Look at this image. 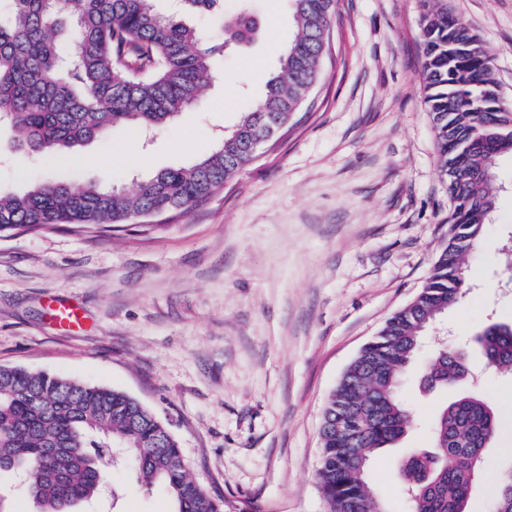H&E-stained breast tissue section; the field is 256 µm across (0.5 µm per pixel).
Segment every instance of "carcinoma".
<instances>
[{"label": "carcinoma", "instance_id": "obj_1", "mask_svg": "<svg viewBox=\"0 0 512 512\" xmlns=\"http://www.w3.org/2000/svg\"><path fill=\"white\" fill-rule=\"evenodd\" d=\"M156 0H0V116L16 147L48 160L72 157L84 142L118 126L154 129L200 103L222 64L224 43L248 46L260 25L248 7L224 16L220 0H183L211 15L219 33L162 13ZM294 36L264 92L213 149L187 167L142 178L131 191L93 182H39L0 191V234L128 224L151 210L187 212L252 160L267 137L264 117L289 124L308 99L335 0H289ZM424 102L432 116L441 177L451 210L448 243L417 297L393 314L349 364L323 412L317 480L329 512H386L368 480L372 458L408 431L400 396L426 330L466 293L467 260L491 223L500 187L496 168L512 156V107L483 94L492 53L470 43L471 29L448 0H420ZM483 147L468 148L474 138ZM488 364L512 373V323L475 336ZM467 349L440 348L419 387L432 391L468 378ZM503 426L492 401L466 392L437 416L430 450L400 466L409 512H471L486 448ZM138 480L166 489L173 512H225L188 471L167 426L131 395L112 388L0 366V473L18 475L35 512H72L112 486L118 461ZM494 512H512V464L498 474Z\"/></svg>", "mask_w": 512, "mask_h": 512}]
</instances>
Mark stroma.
I'll return each mask as SVG.
<instances>
[{
    "label": "stroma",
    "instance_id": "stroma-1",
    "mask_svg": "<svg viewBox=\"0 0 512 512\" xmlns=\"http://www.w3.org/2000/svg\"><path fill=\"white\" fill-rule=\"evenodd\" d=\"M491 50L512 105V0H448ZM265 28L226 47L224 77L171 124L130 129L79 148L77 163L14 151L0 130V189L95 181L133 188L197 159L261 94L293 36L287 0H251ZM419 0H337L309 107L257 158L184 214L105 230L66 226L0 236V365L122 390L178 440L192 477L226 512H326L315 473L329 393L395 311L423 288L448 241L451 203L439 172L421 80ZM492 224L469 261L473 287L448 310V337L471 341L487 320L512 322V282L499 250L512 235V158ZM78 304L83 326L56 325L48 297ZM467 364L503 427L488 450L472 512H489L498 467L512 455V375ZM401 394L413 427L381 449L370 481L388 512H406L398 465L432 447L453 391ZM101 512H171L162 485L112 469Z\"/></svg>",
    "mask_w": 512,
    "mask_h": 512
}]
</instances>
